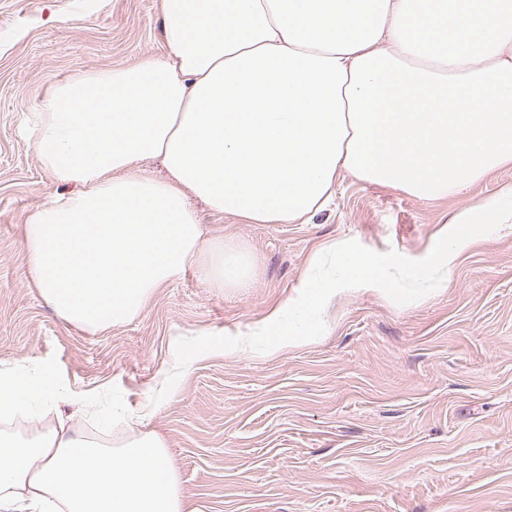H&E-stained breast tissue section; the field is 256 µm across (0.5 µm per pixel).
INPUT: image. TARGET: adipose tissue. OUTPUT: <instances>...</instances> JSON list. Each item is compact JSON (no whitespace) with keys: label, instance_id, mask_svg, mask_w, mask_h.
Instances as JSON below:
<instances>
[{"label":"adipose tissue","instance_id":"ef3b65f1","mask_svg":"<svg viewBox=\"0 0 512 512\" xmlns=\"http://www.w3.org/2000/svg\"><path fill=\"white\" fill-rule=\"evenodd\" d=\"M166 57L57 83L26 121L74 193L25 221L28 273L64 321L132 320L198 264L248 287L251 252L192 199L304 224L340 176L435 201L512 163V0H164ZM161 159L159 179L137 161ZM49 367H0V512H185L166 441L60 416Z\"/></svg>","mask_w":512,"mask_h":512}]
</instances>
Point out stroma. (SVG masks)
Instances as JSON below:
<instances>
[{
    "mask_svg": "<svg viewBox=\"0 0 512 512\" xmlns=\"http://www.w3.org/2000/svg\"><path fill=\"white\" fill-rule=\"evenodd\" d=\"M163 2L0 0V363L37 358L71 392L143 415L187 512H512V229L480 236L428 302L341 298L315 341L273 359L199 357L145 413L177 333L262 318L333 239L426 257L452 212L512 184V165L432 202L347 175L308 224H250L200 202L207 230L256 258L251 287L208 288L191 267L131 322L96 332L45 302L24 224L73 187L42 168L24 121L58 81L164 56Z\"/></svg>",
    "mask_w": 512,
    "mask_h": 512,
    "instance_id": "1",
    "label": "stroma"
}]
</instances>
